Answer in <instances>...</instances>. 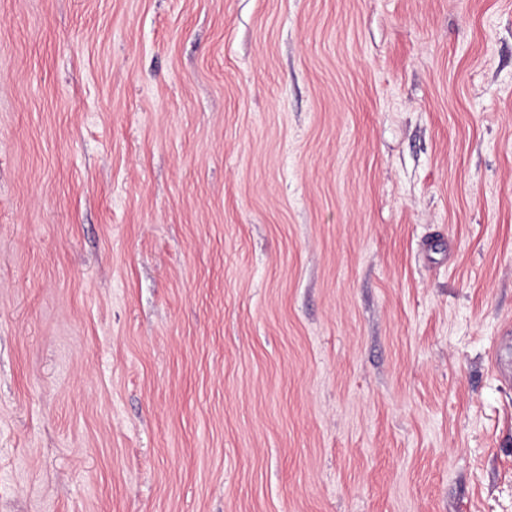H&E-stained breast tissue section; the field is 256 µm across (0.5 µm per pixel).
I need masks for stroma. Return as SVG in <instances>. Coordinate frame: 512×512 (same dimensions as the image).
<instances>
[{"label": "stroma", "instance_id": "obj_1", "mask_svg": "<svg viewBox=\"0 0 512 512\" xmlns=\"http://www.w3.org/2000/svg\"><path fill=\"white\" fill-rule=\"evenodd\" d=\"M512 0H0V512H512Z\"/></svg>", "mask_w": 512, "mask_h": 512}]
</instances>
